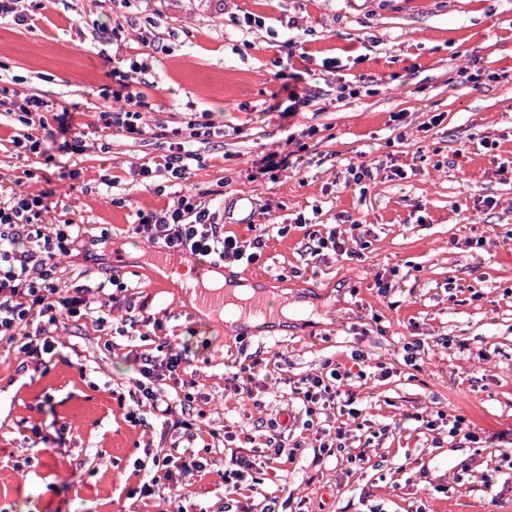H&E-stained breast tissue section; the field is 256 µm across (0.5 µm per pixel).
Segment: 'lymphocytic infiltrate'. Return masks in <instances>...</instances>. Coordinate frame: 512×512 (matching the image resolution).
Returning a JSON list of instances; mask_svg holds the SVG:
<instances>
[{
  "label": "lymphocytic infiltrate",
  "mask_w": 512,
  "mask_h": 512,
  "mask_svg": "<svg viewBox=\"0 0 512 512\" xmlns=\"http://www.w3.org/2000/svg\"><path fill=\"white\" fill-rule=\"evenodd\" d=\"M115 85L111 90L116 109L99 112L101 129H118L130 138L141 136L138 124L141 94L131 75L113 68ZM47 207L42 197L14 193L0 200V342L17 347L20 354L31 359L51 353L55 343L48 327L63 318H81L96 314L98 323H106L120 303L124 284L116 279L101 280L96 287L84 284H61L57 277V258L66 255L81 235L78 224H48L43 220ZM137 231L150 232L154 240L173 254H191L212 258L214 262L252 264L259 260L264 241L262 236L242 240L228 235L218 224L215 212L197 196L180 195L161 211L137 212ZM36 240V248L25 243ZM140 381L136 403L148 404L157 416L174 418L176 427L187 430L196 438L193 424L176 418L172 400L160 388L164 376L176 375L183 368L181 352L166 349L155 355L140 354ZM352 372L343 364L327 362L314 373L301 379L297 392L307 414L334 409L340 415L357 419L362 411L357 407L354 392L345 382ZM264 460L251 459L246 454H234L224 464V490L227 496L239 493L242 484L258 489L261 476L271 463L296 455L300 441L279 434L268 442Z\"/></svg>",
  "instance_id": "1"
}]
</instances>
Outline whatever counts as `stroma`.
Returning <instances> with one entry per match:
<instances>
[{
	"mask_svg": "<svg viewBox=\"0 0 512 512\" xmlns=\"http://www.w3.org/2000/svg\"><path fill=\"white\" fill-rule=\"evenodd\" d=\"M35 26L0 19V88L35 95L47 120L68 130L43 137L21 113L0 110V193L42 196L50 218L84 233L59 264L62 280L118 278L125 306L111 322L63 320L58 351L23 365L0 344V512H162L134 492L136 464L187 440L141 408L127 420L119 396L134 391L137 355L158 337L123 332L125 319L157 318L189 361L166 389L190 396L204 429L228 442L199 448L205 468L184 478L188 512H244L226 506L221 474L229 451L262 455L270 422L309 441L295 387L325 361L363 355L366 376L350 389L368 429L348 444L369 460L314 465L298 451L261 486L283 512H329L333 495L356 512H512V0H18ZM258 23L245 25L248 16ZM296 28H288V20ZM115 32L100 41L101 29ZM476 62L489 80L459 75ZM146 63L142 122L130 139L100 130L114 64ZM309 100L285 117L289 90ZM82 133L73 150L74 133ZM42 137L39 152L25 147ZM307 157L363 163L366 192L335 170L298 167L250 180L248 166L287 136ZM201 157L185 184L158 170L171 143ZM149 167L150 180L133 170ZM203 195L219 223L238 220L235 196L255 202L267 225L258 263L224 264L225 277L262 282L295 312L276 327L234 335L215 312L182 299L181 279L158 291L148 269L158 244L135 232L136 210L163 208L182 188ZM361 222L364 248L311 256L307 228ZM483 239L480 248L471 247ZM397 271L381 295L377 280ZM421 345L416 364L404 343ZM252 367L249 391L233 375ZM458 411L486 446L401 421L404 411Z\"/></svg>",
	"mask_w": 512,
	"mask_h": 512,
	"instance_id": "1",
	"label": "stroma"
}]
</instances>
